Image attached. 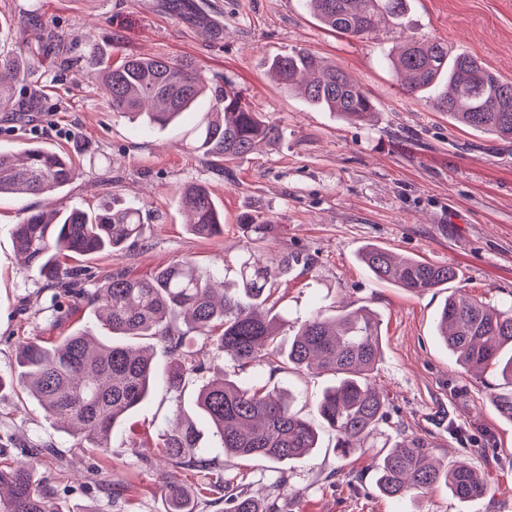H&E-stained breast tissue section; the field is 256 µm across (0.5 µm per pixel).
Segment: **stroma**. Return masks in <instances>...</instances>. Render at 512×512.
<instances>
[{
	"label": "stroma",
	"instance_id": "1",
	"mask_svg": "<svg viewBox=\"0 0 512 512\" xmlns=\"http://www.w3.org/2000/svg\"><path fill=\"white\" fill-rule=\"evenodd\" d=\"M409 35L476 56L512 81V0H406L401 20L381 15L361 38L326 28L303 0H190L181 11L171 0H0V51L31 63L27 80L14 88L25 111L0 109V152L38 141L69 156L80 176L61 207L94 211L114 195L144 207L142 240L117 253L73 258L82 275L56 305L14 240L17 224L44 208L43 197H0V375L13 372L19 342L51 346L86 324L85 293L115 270L147 278L189 258L216 280L235 278L243 245L237 221L257 209L278 226L275 249L315 259L312 273L281 286L280 340L317 310L372 311L383 347L372 382L387 399V416L348 459L337 457L325 431L321 448L278 465L227 459L208 422L196 418L200 445L223 465L225 478L246 472L247 493L277 498L280 512H512V422L490 401L503 382L489 371H466L436 332L438 311L459 288L512 308V142L461 125L437 109L435 92H406L389 59ZM295 48L347 71L373 98L374 114L348 122L273 82L270 61ZM139 54L193 60L216 90L232 81L252 110L282 131L283 144L258 146L227 167L185 148V131L213 109L208 96L179 125L140 130L112 111L91 77L99 62ZM196 183L207 185L224 213L221 236L200 239L186 230L181 190ZM369 243L452 267L457 277L423 294L377 281L360 260ZM154 357V390L113 430L111 458L77 447L36 400L15 389L0 392V453L43 446L36 474L60 502L161 512L165 469L153 463V450L176 412H191L199 388L233 364L201 347L204 370L177 394L164 381L162 344ZM238 378L290 390L294 410L310 419L332 382L294 369H250ZM405 435L431 443L445 464L477 466L487 495L461 503L443 486L401 500L378 495L371 462L385 442ZM281 476L286 485L274 490ZM107 479L116 493L103 489Z\"/></svg>",
	"mask_w": 512,
	"mask_h": 512
}]
</instances>
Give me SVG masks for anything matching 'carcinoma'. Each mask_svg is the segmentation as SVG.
<instances>
[{
	"label": "carcinoma",
	"instance_id": "obj_1",
	"mask_svg": "<svg viewBox=\"0 0 512 512\" xmlns=\"http://www.w3.org/2000/svg\"><path fill=\"white\" fill-rule=\"evenodd\" d=\"M310 11L331 30L360 37L375 26L380 12L399 18L405 0H306ZM392 63L403 74L407 92L443 84L439 108L458 122L512 140V82L504 81L475 57L449 56L448 45L413 36L398 48ZM269 68L278 83L300 87L307 100L362 121L375 105L369 94L334 63L304 49L275 57ZM23 60L0 55V107L12 99V84L25 80ZM95 79L110 93L112 111L139 122L143 130L176 123L210 90L209 78L191 60L131 56L102 66ZM280 130L252 111L232 83L215 94L214 111L202 112L186 134V145L216 162L233 163L259 143L277 147ZM79 176L66 156L32 142L18 152H0V195H59ZM190 215L187 228L198 238L224 233L220 214L208 187L194 184L181 195ZM140 206L114 195L95 212L54 208L33 213L16 226L18 251L47 287L67 292L80 272L67 268L61 257L116 252L141 240ZM239 231L246 241L236 279L221 297L212 275L190 259L141 279L117 269L86 294L94 320L106 335L79 328L47 347L24 341L17 349L14 374L0 376V390L19 385L42 407L46 416L80 436V445L110 455L112 430L151 395L156 372L153 341L171 356L166 373L170 390L180 393L188 377L204 369L198 351L186 342L187 321L203 344L245 368L282 366L329 375L335 384L317 401L315 410L334 432L335 448L345 459L365 447L385 420L387 402L369 384L382 357L379 321L360 309L328 315L312 313L284 346L278 341L283 317L273 312L272 298L288 273H307L314 260L295 252H266L274 225L262 212L241 215ZM361 258L381 281L425 293L455 280L446 265L417 258H395L384 248L367 245ZM437 336L468 367L489 368L509 389L493 396L492 405L512 421V308L501 310L462 294L448 296L436 319ZM293 397L277 388L243 385L229 374L203 385L194 399L196 410L213 429L224 455L281 464L301 459L320 447V432L292 408ZM200 438L192 419L176 414L164 434L160 454L173 474L163 485L168 512H196L194 495L176 480L180 471L208 472L198 494H223L224 512H279L278 501L260 502L224 483L215 464L199 451ZM379 494L402 499L414 492L445 486L460 501L484 497L487 483L472 465L445 469L434 462L429 444L403 436L373 463ZM0 512H75L63 509L52 485L35 477L26 462L0 466Z\"/></svg>",
	"mask_w": 512,
	"mask_h": 512
}]
</instances>
